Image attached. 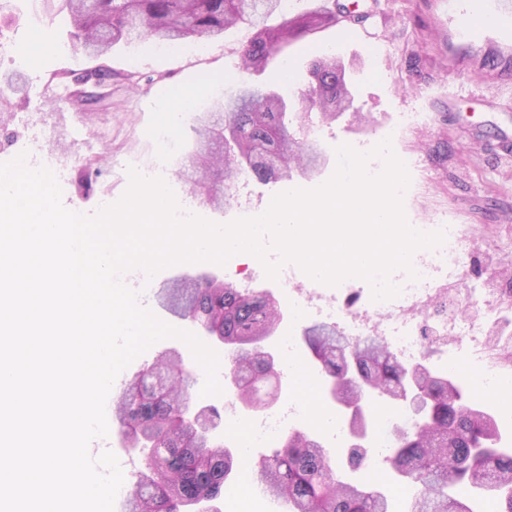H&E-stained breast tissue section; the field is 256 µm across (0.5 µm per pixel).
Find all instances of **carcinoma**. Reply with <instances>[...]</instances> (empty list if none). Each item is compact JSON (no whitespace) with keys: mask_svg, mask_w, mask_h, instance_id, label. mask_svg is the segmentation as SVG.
<instances>
[{"mask_svg":"<svg viewBox=\"0 0 512 512\" xmlns=\"http://www.w3.org/2000/svg\"><path fill=\"white\" fill-rule=\"evenodd\" d=\"M61 2L71 16V49L96 56L122 40L215 37L232 25L250 24L253 37L240 52L245 73L264 71L293 41L350 14L345 4L323 5L269 27L260 20L281 0ZM303 96L325 120L356 112L346 67L332 56L312 60ZM288 109L279 92L244 84L201 120L187 169L199 173L193 189L203 203L231 205L228 187L243 174L289 182L312 172L317 141L298 137L295 125L304 115ZM158 296L174 315L223 342L234 364L228 378L246 409L270 406L278 373L262 341L274 334L282 313L267 291L184 276ZM303 339L336 403L366 397L396 402L414 371L423 412L410 417V425L393 428L385 453L390 477L415 488L409 512H474L468 499L475 494L493 501L495 512H512V445L488 413L469 403L462 384L421 362L400 361L371 340L343 341L325 323L305 327ZM192 387L182 358L162 355L140 368L117 401L123 433L142 454L124 512H220L200 504L232 489L234 454L210 437L203 415L215 408H196ZM254 468L263 491L288 504V512H390L362 441L334 453L310 432L294 429Z\"/></svg>","mask_w":512,"mask_h":512,"instance_id":"1","label":"carcinoma"}]
</instances>
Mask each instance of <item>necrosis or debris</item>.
I'll list each match as a JSON object with an SVG mask.
<instances>
[{"mask_svg":"<svg viewBox=\"0 0 512 512\" xmlns=\"http://www.w3.org/2000/svg\"><path fill=\"white\" fill-rule=\"evenodd\" d=\"M440 230L443 245L425 253L396 297L353 309L324 303L315 291L298 287L295 304L301 314L326 320L341 337L376 340L403 360L435 347L457 366L485 362L486 381L495 385L501 370L512 366V353L498 336L512 323V290L462 288L466 269L459 242L449 225Z\"/></svg>","mask_w":512,"mask_h":512,"instance_id":"1","label":"necrosis or debris"}]
</instances>
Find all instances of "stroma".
<instances>
[{"label":"stroma","instance_id":"35a3bbf8","mask_svg":"<svg viewBox=\"0 0 512 512\" xmlns=\"http://www.w3.org/2000/svg\"><path fill=\"white\" fill-rule=\"evenodd\" d=\"M351 19L302 38L277 56L260 73L242 75L235 62L252 37L245 24L211 39L201 53L179 52L173 42L146 37L117 45L96 58L81 52H57L70 41L67 13L47 15L42 0H0V38L29 47L28 60L0 56V163L12 161L25 148V133L16 118L40 113L52 131L50 145L66 165L60 180L66 208L95 213L118 201L129 187V168L162 178L177 202L189 193L179 173L180 162L193 147V127L217 99L241 83L267 85L285 95L291 111L305 108L301 92L307 69L318 55L340 59L355 88L357 116L313 121L307 131L318 140L325 161L309 177H295L292 186L311 190L327 182L337 167L339 146L369 154L366 169L378 174L382 158L372 156L381 142H390L398 158L409 159V182L400 190L403 212L410 224H452L463 238L465 256L501 247L498 259L484 261L473 273L490 286L501 284L500 270L512 259V245L503 241L512 230V12L497 26L480 25L481 15L496 11L499 0H357ZM191 111H184V103ZM417 112L418 124L400 127L401 113ZM179 114L170 123V114ZM126 161L110 166L109 157ZM282 182L261 183L242 177L239 201L215 210L194 202L191 213L216 224L264 213ZM289 270L298 283L320 292L326 302L367 305L370 290L361 278L328 285L312 279L296 263ZM185 275L204 273L218 280L271 290L285 310L280 323L296 338L299 372L309 373L316 386L311 394L283 384L275 407L295 404L291 428L314 431L330 448H343L347 434H334L333 403L312 371L302 330L307 319L288 309L291 293L275 287L262 262L237 255L219 265L185 263ZM215 406L218 433L238 443L242 421L249 419L236 394L199 398ZM316 407L321 419L311 417ZM256 445L250 459L238 460L235 488L219 500L220 512H284L281 501L255 493L238 498V490L254 482L253 459L266 453Z\"/></svg>","mask_w":512,"mask_h":512}]
</instances>
